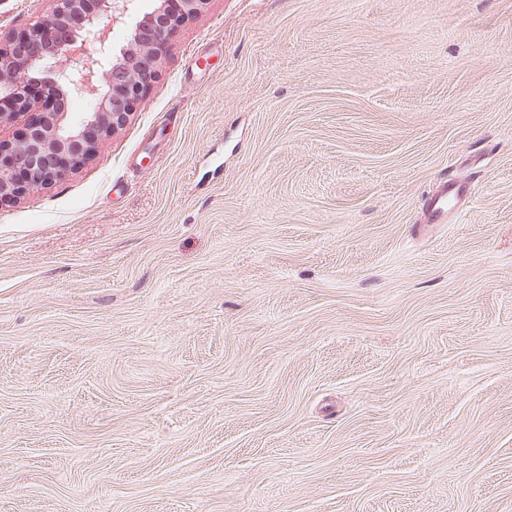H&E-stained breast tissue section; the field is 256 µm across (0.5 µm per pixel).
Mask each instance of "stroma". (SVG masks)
Listing matches in <instances>:
<instances>
[{"instance_id": "35a3bbf8", "label": "stroma", "mask_w": 512, "mask_h": 512, "mask_svg": "<svg viewBox=\"0 0 512 512\" xmlns=\"http://www.w3.org/2000/svg\"><path fill=\"white\" fill-rule=\"evenodd\" d=\"M0 512H512V0H210L1 205ZM473 194V187L468 183H444L426 199L424 209L427 223L447 224L451 222L455 217V214L452 215L455 204Z\"/></svg>"}]
</instances>
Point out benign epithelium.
<instances>
[{"mask_svg":"<svg viewBox=\"0 0 512 512\" xmlns=\"http://www.w3.org/2000/svg\"><path fill=\"white\" fill-rule=\"evenodd\" d=\"M53 0L46 16L12 30L0 40V204L15 202L66 181L94 154L96 147L126 125L155 81L172 46L173 34L203 13L209 0H179V14L162 16L163 0L135 26L129 18L139 0ZM82 14L66 40L55 38L60 21ZM126 32L127 46L116 50L112 33ZM31 84L49 87L62 98L77 93L92 104L76 117L45 112L27 94Z\"/></svg>","mask_w":512,"mask_h":512,"instance_id":"obj_1","label":"benign epithelium"}]
</instances>
